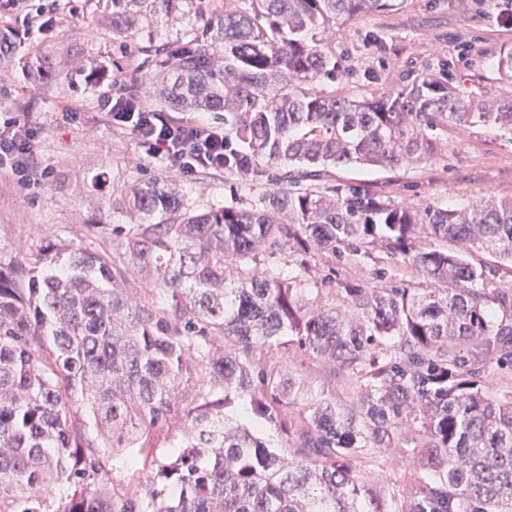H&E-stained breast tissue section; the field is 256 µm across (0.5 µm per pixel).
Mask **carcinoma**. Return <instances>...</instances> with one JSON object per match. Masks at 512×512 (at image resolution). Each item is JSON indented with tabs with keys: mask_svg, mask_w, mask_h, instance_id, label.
<instances>
[{
	"mask_svg": "<svg viewBox=\"0 0 512 512\" xmlns=\"http://www.w3.org/2000/svg\"><path fill=\"white\" fill-rule=\"evenodd\" d=\"M84 5L141 54L129 77L73 60L84 89L115 112L224 113V176L280 188L196 210L148 180L108 201L129 223L0 262V512H512V396L486 381L512 376V199L329 182L431 161L450 126L512 142V95L470 98L443 63L378 97L323 88L336 24L398 0ZM20 44L0 26V71L53 85L65 63ZM497 74L512 83L511 48ZM318 256L374 284L318 280ZM308 368L331 387L305 395ZM386 450L410 460L394 490L365 478Z\"/></svg>",
	"mask_w": 512,
	"mask_h": 512,
	"instance_id": "obj_1",
	"label": "carcinoma"
}]
</instances>
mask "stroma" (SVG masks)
<instances>
[{"label": "stroma", "instance_id": "35a3bbf8", "mask_svg": "<svg viewBox=\"0 0 512 512\" xmlns=\"http://www.w3.org/2000/svg\"><path fill=\"white\" fill-rule=\"evenodd\" d=\"M47 20L60 59L112 61L133 69V48L120 47L110 30L83 16L78 0H10L0 19L42 35L35 17ZM512 47V23L493 0H405L402 8L372 12L338 24L331 48L342 72L332 88L342 95H385L422 74L428 62L450 63L454 82L472 97L511 91L496 78L501 49ZM31 122L35 180L22 182L0 168V260L34 253L50 240H82L88 225L108 214V196L129 185L164 175L176 181L197 209L242 205L272 191L264 182L252 190L233 188L223 174H181L129 129L113 125L101 100L74 90L68 81L33 91L12 71L0 72V124L8 118ZM107 177L105 190L90 187L93 174ZM335 181L360 185L406 204L432 201L454 206L482 194L512 197V143L482 128L449 129L441 155L416 168L385 170L339 167Z\"/></svg>", "mask_w": 512, "mask_h": 512}]
</instances>
